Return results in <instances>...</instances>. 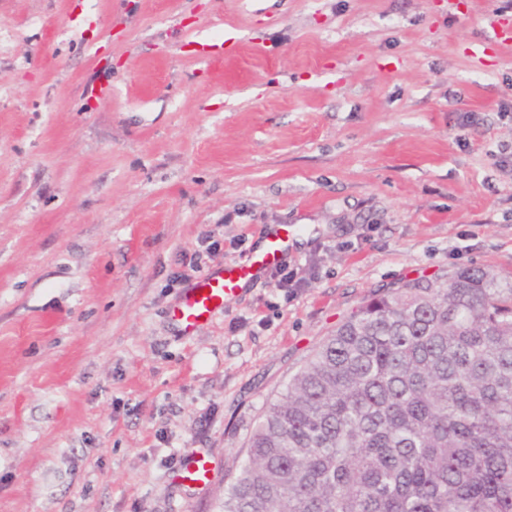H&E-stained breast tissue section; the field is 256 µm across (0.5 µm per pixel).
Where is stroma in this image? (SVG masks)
Here are the masks:
<instances>
[{"mask_svg":"<svg viewBox=\"0 0 512 512\" xmlns=\"http://www.w3.org/2000/svg\"><path fill=\"white\" fill-rule=\"evenodd\" d=\"M506 0H0V512H219L266 406L375 292L512 283ZM484 51H477V44ZM287 259L195 335L183 255ZM204 452L208 484L175 478Z\"/></svg>","mask_w":512,"mask_h":512,"instance_id":"obj_1","label":"stroma"}]
</instances>
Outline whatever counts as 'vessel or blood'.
I'll return each mask as SVG.
<instances>
[{"mask_svg":"<svg viewBox=\"0 0 512 512\" xmlns=\"http://www.w3.org/2000/svg\"><path fill=\"white\" fill-rule=\"evenodd\" d=\"M300 230L292 225L278 228L261 227L262 247L251 252L246 260L224 264L200 276L184 288L169 310L177 330L185 336L197 330L236 300L249 283L281 265ZM209 461L204 454L191 455L183 462L178 476L181 480L205 483L209 480Z\"/></svg>","mask_w":512,"mask_h":512,"instance_id":"vessel-or-blood-1","label":"vessel or blood"}]
</instances>
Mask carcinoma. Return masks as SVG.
<instances>
[{"label": "carcinoma", "mask_w": 512, "mask_h": 512, "mask_svg": "<svg viewBox=\"0 0 512 512\" xmlns=\"http://www.w3.org/2000/svg\"><path fill=\"white\" fill-rule=\"evenodd\" d=\"M221 512H512V285L373 294L262 415Z\"/></svg>", "instance_id": "cac0c4a2"}]
</instances>
